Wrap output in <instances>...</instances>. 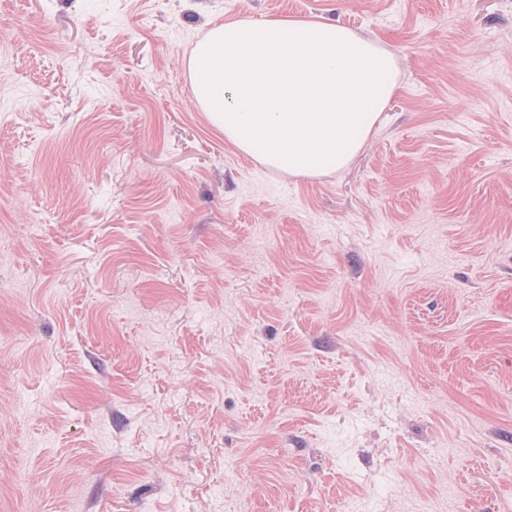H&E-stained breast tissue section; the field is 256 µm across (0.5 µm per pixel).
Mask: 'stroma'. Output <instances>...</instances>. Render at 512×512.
I'll return each instance as SVG.
<instances>
[{
  "label": "stroma",
  "mask_w": 512,
  "mask_h": 512,
  "mask_svg": "<svg viewBox=\"0 0 512 512\" xmlns=\"http://www.w3.org/2000/svg\"><path fill=\"white\" fill-rule=\"evenodd\" d=\"M322 21L397 91L343 170L188 60ZM0 512H512V0H0Z\"/></svg>",
  "instance_id": "35a3bbf8"
}]
</instances>
